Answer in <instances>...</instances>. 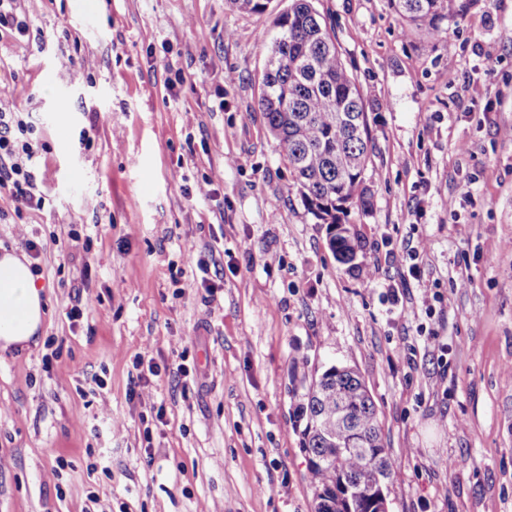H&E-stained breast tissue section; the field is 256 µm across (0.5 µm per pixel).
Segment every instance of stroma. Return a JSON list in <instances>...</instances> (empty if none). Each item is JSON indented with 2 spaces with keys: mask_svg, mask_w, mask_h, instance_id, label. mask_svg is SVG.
I'll use <instances>...</instances> for the list:
<instances>
[{
  "mask_svg": "<svg viewBox=\"0 0 512 512\" xmlns=\"http://www.w3.org/2000/svg\"><path fill=\"white\" fill-rule=\"evenodd\" d=\"M288 4L16 0L0 110L44 203L1 194L0 247L40 244L47 307L0 356V512H314L296 408L334 364L373 397L389 512H512V0L431 41L388 0H314L375 144L355 271L255 110Z\"/></svg>",
  "mask_w": 512,
  "mask_h": 512,
  "instance_id": "35a3bbf8",
  "label": "stroma"
}]
</instances>
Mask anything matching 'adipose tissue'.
I'll return each instance as SVG.
<instances>
[{"mask_svg": "<svg viewBox=\"0 0 512 512\" xmlns=\"http://www.w3.org/2000/svg\"><path fill=\"white\" fill-rule=\"evenodd\" d=\"M44 316V288L27 259L0 253V350L37 344Z\"/></svg>", "mask_w": 512, "mask_h": 512, "instance_id": "adipose-tissue-1", "label": "adipose tissue"}]
</instances>
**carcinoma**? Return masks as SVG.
I'll return each mask as SVG.
<instances>
[{
  "label": "carcinoma",
  "mask_w": 512,
  "mask_h": 512,
  "mask_svg": "<svg viewBox=\"0 0 512 512\" xmlns=\"http://www.w3.org/2000/svg\"><path fill=\"white\" fill-rule=\"evenodd\" d=\"M410 26L439 35L471 0H390ZM255 111L279 141L309 213L329 226L336 260L350 264L361 242L346 227L350 209L369 212L365 180L373 150L363 95L312 0H290L278 15ZM302 449L314 512H375L391 461L374 401L359 372L332 365L311 381L299 404Z\"/></svg>",
  "instance_id": "1"
}]
</instances>
